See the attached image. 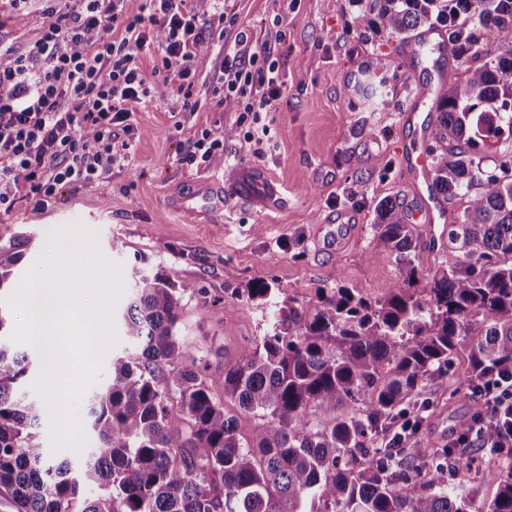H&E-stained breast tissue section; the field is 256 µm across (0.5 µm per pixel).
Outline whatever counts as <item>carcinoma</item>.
Returning a JSON list of instances; mask_svg holds the SVG:
<instances>
[{"mask_svg": "<svg viewBox=\"0 0 512 512\" xmlns=\"http://www.w3.org/2000/svg\"><path fill=\"white\" fill-rule=\"evenodd\" d=\"M370 10L386 40L447 25L467 64L435 102L426 148L435 196L466 200L448 225V260L417 287L414 225L399 203H378L374 240L397 256L402 280L382 298L340 286L316 303H275L254 347L224 365L222 395L178 339L182 301L200 289L135 273L117 313L132 351L111 356L85 398L89 448L73 461L43 445L40 401L25 394L33 358L4 341L0 305V494L16 512H470L444 479V461L468 470L469 460L423 441L403 461L383 434L461 350L463 397L512 378V156L491 168L483 153L512 140V0H371ZM478 28L496 30L503 51L488 52ZM28 242L0 238V290ZM274 293L258 281L231 297L247 314ZM230 400L258 419L247 438ZM482 413L473 400L456 433ZM174 415L189 436L171 431ZM486 512H512V462Z\"/></svg>", "mask_w": 512, "mask_h": 512, "instance_id": "carcinoma-1", "label": "carcinoma"}]
</instances>
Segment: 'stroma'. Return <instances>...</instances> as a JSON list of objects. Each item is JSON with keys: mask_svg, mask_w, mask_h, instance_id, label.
I'll return each mask as SVG.
<instances>
[{"mask_svg": "<svg viewBox=\"0 0 512 512\" xmlns=\"http://www.w3.org/2000/svg\"><path fill=\"white\" fill-rule=\"evenodd\" d=\"M228 8L237 29L254 41H264L271 29L283 33L275 47L282 96L265 120L262 157L232 138L225 156L210 165L182 164L196 132L228 129L237 118L213 93L219 64L207 51L198 59L197 112L183 115L171 96L153 95L132 116L126 157L111 180L68 189L38 213L20 203L0 215V235L32 236L22 271L42 256L45 226L79 223L96 232L102 256L119 265L124 291H131L140 269L195 282L201 293L183 300L179 339L207 364L208 381L219 394L225 364L252 346L261 327L260 313L241 314L230 297L233 289L268 281L279 298L307 302L341 285L380 297L398 283L401 264L377 251L374 209L383 200L406 203L399 149L406 143L426 149L437 125L426 104L410 127L400 125L399 115L419 87L437 85L444 75L458 79L465 69L451 45L434 43L411 58L404 38L382 40L370 28L367 0H297L289 11L283 0H229ZM44 22L39 0L19 10L0 0V42L16 51L29 49ZM366 75L382 83L376 99L352 92ZM256 171L276 183L275 200H264L258 190L252 200H225L196 219L171 205L195 181L221 186ZM444 229L441 221L416 225L421 274L445 261L439 244ZM116 241L122 250H113ZM465 359L458 354L449 373L424 389L429 409L419 437L434 447L447 445L457 418L472 409L458 391ZM503 467L499 459L478 455L470 471L451 468L445 478L449 487L471 493L474 512H485Z\"/></svg>", "mask_w": 512, "mask_h": 512, "instance_id": "1", "label": "stroma"}]
</instances>
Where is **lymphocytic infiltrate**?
Segmentation results:
<instances>
[{
  "label": "lymphocytic infiltrate",
  "instance_id": "obj_1",
  "mask_svg": "<svg viewBox=\"0 0 512 512\" xmlns=\"http://www.w3.org/2000/svg\"><path fill=\"white\" fill-rule=\"evenodd\" d=\"M125 2L76 0L63 12L56 0H42L46 24L29 50L0 45V214L24 200L40 211L67 189L111 179L122 160L117 140L132 134L131 116L153 90L142 67L152 50L161 52V85L182 111L197 110V59L213 43L223 102L255 125L275 108L280 35L254 44L236 31L224 0H199L196 10L186 0H142L135 14ZM476 394L487 416L450 441L464 459L512 448V383H484Z\"/></svg>",
  "mask_w": 512,
  "mask_h": 512
}]
</instances>
